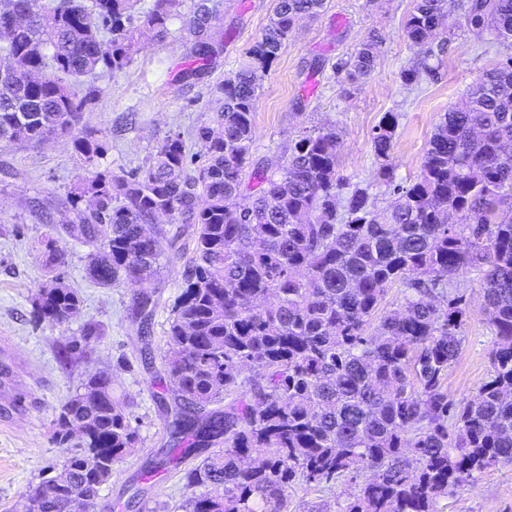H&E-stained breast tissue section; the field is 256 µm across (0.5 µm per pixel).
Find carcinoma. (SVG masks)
<instances>
[{"label": "carcinoma", "instance_id": "cac0c4a2", "mask_svg": "<svg viewBox=\"0 0 512 512\" xmlns=\"http://www.w3.org/2000/svg\"><path fill=\"white\" fill-rule=\"evenodd\" d=\"M132 0H0V35L11 64L0 78V143L23 137L72 139L91 163L105 149L80 128L95 90L81 78L119 71L137 51ZM176 0H153L147 25L166 40ZM324 0H278L274 16L236 72L214 87L222 128L196 132L205 161L195 164L179 133L167 135L149 163L130 174L96 172L71 187L75 220L65 235L94 247L89 279L137 289L139 313L157 300L139 290L162 266L156 236L175 251L195 227L193 258L166 332L165 373L177 389L168 462L206 456L185 479L224 494L189 499V512H283L297 479L330 483L369 471L347 512H437L439 499L486 471L512 465V58L483 71L462 107L444 114L416 178L395 183L396 116L373 136L376 178L392 188L381 208L370 186L342 193L340 142L319 128L297 136L268 174L250 167L260 78L297 22ZM455 0H414L404 32L414 46L447 33ZM465 19L512 42V0H467ZM214 0H195L192 66L202 79L221 43ZM381 41L372 35L345 64L354 85L374 69ZM458 223H447L448 214ZM45 265L61 262L52 237ZM480 274L483 312L495 341L487 379L453 406L445 380L463 343L470 311L448 282ZM404 304L371 325L387 288ZM78 292L54 276L32 301L37 323L76 318ZM101 336L84 326L63 347L69 361ZM251 366V375L243 376ZM224 403V409L211 405ZM67 449L62 468L40 482L29 512H69L73 499L94 504L113 466L139 444L129 402L112 377L94 374L68 396L56 418Z\"/></svg>", "mask_w": 512, "mask_h": 512}]
</instances>
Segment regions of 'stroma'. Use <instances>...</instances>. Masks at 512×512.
Instances as JSON below:
<instances>
[{"label": "stroma", "mask_w": 512, "mask_h": 512, "mask_svg": "<svg viewBox=\"0 0 512 512\" xmlns=\"http://www.w3.org/2000/svg\"><path fill=\"white\" fill-rule=\"evenodd\" d=\"M216 3L215 30L223 47L203 80L179 77L190 51L193 0H178L164 42L143 32L140 50L123 70H98L84 77V86L95 89L96 97L82 124L99 130L106 144L93 163H85L67 139L0 143V512H23L29 489L59 471L66 451L54 438L58 408L87 375L98 372L110 373L117 393L130 400L140 443L115 465L93 512H110L116 501L123 512H185L186 502L197 493L180 468L160 484L144 477L161 462L169 440V411L177 393L164 375L163 349L185 258L175 259L145 283L159 305L144 324L132 310L131 289L123 283L101 288L90 282V246L67 240L59 272L66 285L79 291L80 315L51 326L34 323L30 312L48 280L40 242L72 220L66 196L78 177L91 171L122 175L142 167L171 132L181 133L192 154L202 155L194 133L212 123L219 107L211 90L239 67L278 0ZM412 6L413 0H325L319 16L301 20L260 84L252 164L275 166L301 132L331 128L341 143L340 176L351 184L370 185L379 204L389 205L390 195L375 179L372 149L384 113L398 115L392 163L397 180L410 181L419 173L444 114L461 103L482 71L512 56V44L498 42L489 30L468 27L459 10L438 55V69L419 83L405 84L401 70L426 60L424 48L411 45L404 33ZM372 34L382 40L373 72L360 83H346L341 63ZM452 285L470 309L463 347L446 381L448 398L457 404L474 395L486 378L495 337L482 312L478 275L457 277ZM88 323L102 330L92 352L60 363L59 347ZM363 484L360 478L318 486L294 483L284 512H343ZM436 508L512 512V466L488 470L472 485L449 492Z\"/></svg>", "instance_id": "35a3bbf8"}]
</instances>
